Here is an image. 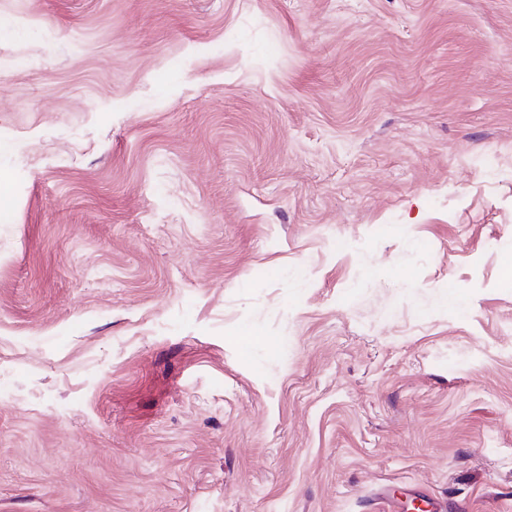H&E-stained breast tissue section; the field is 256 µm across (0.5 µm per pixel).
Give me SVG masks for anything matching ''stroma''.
Returning a JSON list of instances; mask_svg holds the SVG:
<instances>
[{
  "mask_svg": "<svg viewBox=\"0 0 512 512\" xmlns=\"http://www.w3.org/2000/svg\"><path fill=\"white\" fill-rule=\"evenodd\" d=\"M511 268L512 0H0V512H512Z\"/></svg>",
  "mask_w": 512,
  "mask_h": 512,
  "instance_id": "35a3bbf8",
  "label": "stroma"
}]
</instances>
